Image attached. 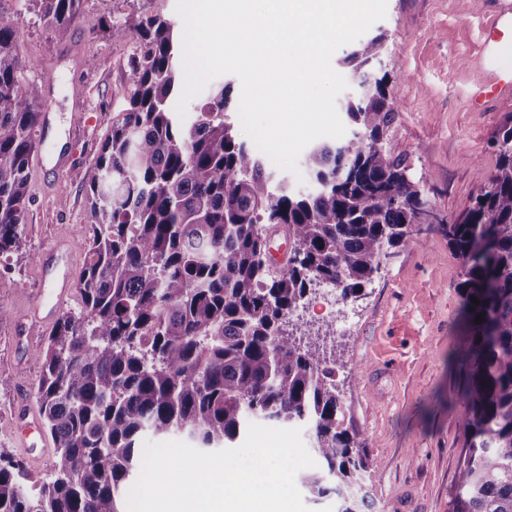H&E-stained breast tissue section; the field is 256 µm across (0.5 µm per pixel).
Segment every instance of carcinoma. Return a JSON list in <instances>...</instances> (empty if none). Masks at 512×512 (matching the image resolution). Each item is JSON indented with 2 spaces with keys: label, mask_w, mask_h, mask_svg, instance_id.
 Segmentation results:
<instances>
[{
  "label": "carcinoma",
  "mask_w": 512,
  "mask_h": 512,
  "mask_svg": "<svg viewBox=\"0 0 512 512\" xmlns=\"http://www.w3.org/2000/svg\"><path fill=\"white\" fill-rule=\"evenodd\" d=\"M59 30L81 0H33ZM134 37L130 107L112 125L89 188L91 247L79 312H63L39 351L35 397L55 446L51 473L27 488L0 452V512H119V492L139 468L143 432L182 431L201 448L244 434L254 417L308 424L321 467L310 494L336 496L338 512L370 508L372 468L345 425L336 361L285 334L313 284L347 299L393 250L418 245L430 203L405 160L381 142L395 112L387 75L367 67L383 36L343 59L358 78L346 102L349 136L312 148L317 189L272 184L259 153L224 119L230 85L211 88L192 123L171 106L179 88L176 38L160 16L112 28ZM12 16L0 11V257L26 246L29 166L44 112L37 84L20 74ZM497 161L476 167L473 205L437 228L460 263L467 334L455 352L465 454L453 512H512V113L499 124ZM286 228V265L268 258V234ZM479 299L480 304L471 301ZM483 315L480 324L477 315Z\"/></svg>",
  "instance_id": "carcinoma-1"
}]
</instances>
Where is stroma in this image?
<instances>
[{"label": "stroma", "instance_id": "35a3bbf8", "mask_svg": "<svg viewBox=\"0 0 512 512\" xmlns=\"http://www.w3.org/2000/svg\"><path fill=\"white\" fill-rule=\"evenodd\" d=\"M177 0H83L79 21L67 32L46 26L31 0H0L13 15L26 83L42 86L50 108L37 130L30 166L31 201L24 213L28 249L0 259V450L20 461L31 480L54 461L35 389L38 356L51 322L36 312L39 300L60 310L79 309L77 289L59 295L41 265L58 247L80 277L89 243L80 226L88 216L95 162L113 123L129 107V65L135 38L113 40V26L141 15L178 21ZM512 0H387L384 19L369 35L384 37L375 64L387 74L395 119L382 141L407 158L433 208L456 216L472 206L478 169L496 162L494 135L512 98L467 101L477 80L475 56L488 16ZM460 265L439 231L398 250L359 296L333 301L319 286L285 325L293 337L336 332L318 341L336 358V380L350 431L367 447L373 468L364 479L372 512H452L463 434L461 382L448 365L464 328L458 320Z\"/></svg>", "mask_w": 512, "mask_h": 512}]
</instances>
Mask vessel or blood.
<instances>
[{"instance_id":"vessel-or-blood-1","label":"vessel or blood","mask_w":512,"mask_h":512,"mask_svg":"<svg viewBox=\"0 0 512 512\" xmlns=\"http://www.w3.org/2000/svg\"><path fill=\"white\" fill-rule=\"evenodd\" d=\"M512 40V8L498 11L484 26L481 52L476 69L482 78L476 84L469 101L472 109H479L484 98L512 97V57L503 51L506 42Z\"/></svg>"}]
</instances>
